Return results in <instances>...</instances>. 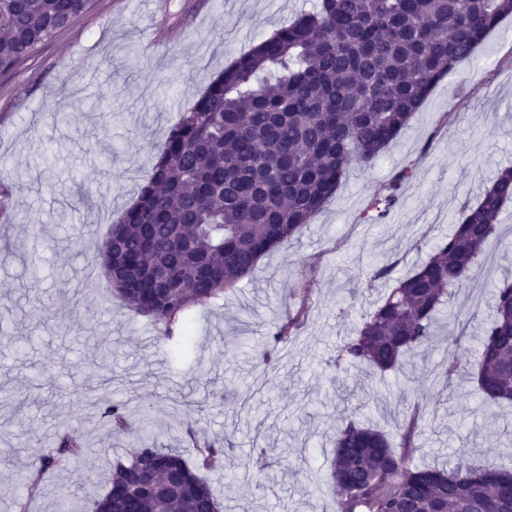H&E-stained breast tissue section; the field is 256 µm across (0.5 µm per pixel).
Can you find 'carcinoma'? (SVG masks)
I'll list each match as a JSON object with an SVG mask.
<instances>
[{"label": "carcinoma", "instance_id": "obj_1", "mask_svg": "<svg viewBox=\"0 0 512 512\" xmlns=\"http://www.w3.org/2000/svg\"><path fill=\"white\" fill-rule=\"evenodd\" d=\"M90 0H0V73L34 56L88 10ZM512 16V0H319L315 9L235 57L171 127L134 203L119 212L99 264L128 308L160 326L162 337L191 339L192 311L221 298L274 247L299 236L335 194L350 165L369 163L392 143L432 89L486 36ZM412 164L376 195L364 222L385 217ZM512 203V168L501 170L475 204H465L428 258L397 278L336 363L398 368L430 348L439 315L473 277L500 215ZM304 311L274 326L273 345L295 338ZM476 393L485 404H512V283L492 290L481 340ZM102 418L130 427L126 404ZM423 411L407 413L400 449L377 430L350 421L334 441L330 477L337 512H512V467L451 469L412 463ZM197 461L145 446L110 464L95 512H216L203 470L224 466V443L197 440ZM85 453L67 433L37 455L42 473ZM176 476L184 491L156 500Z\"/></svg>", "mask_w": 512, "mask_h": 512}]
</instances>
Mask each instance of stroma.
Instances as JSON below:
<instances>
[{
    "instance_id": "1",
    "label": "stroma",
    "mask_w": 512,
    "mask_h": 512,
    "mask_svg": "<svg viewBox=\"0 0 512 512\" xmlns=\"http://www.w3.org/2000/svg\"><path fill=\"white\" fill-rule=\"evenodd\" d=\"M316 0H93L35 57L0 74V512H57L61 495L89 512L108 461L140 445L189 448V431L223 440L224 470L208 478L222 512H336L329 477L339 428L355 421L399 442L402 412L425 407L416 465L512 464V406L473 394L490 292L512 281V203L476 275L448 307L460 335L458 369L444 345L405 356L399 372L337 364L336 352L380 298L360 274L399 277L424 260L462 204L476 203L512 165V17L440 81L408 128L374 164H354L298 238L263 256L215 302L196 307L192 339H162L149 317L121 306L95 257L115 212L148 179L167 132L236 56ZM111 152V163L100 160ZM415 177L381 222L361 216L393 175ZM309 295H301L302 283ZM306 304L276 360L223 339L246 329L267 341L287 308ZM148 412L150 433L109 432L99 404ZM87 451L22 486L36 448L58 433ZM256 448L283 450L241 477Z\"/></svg>"
}]
</instances>
